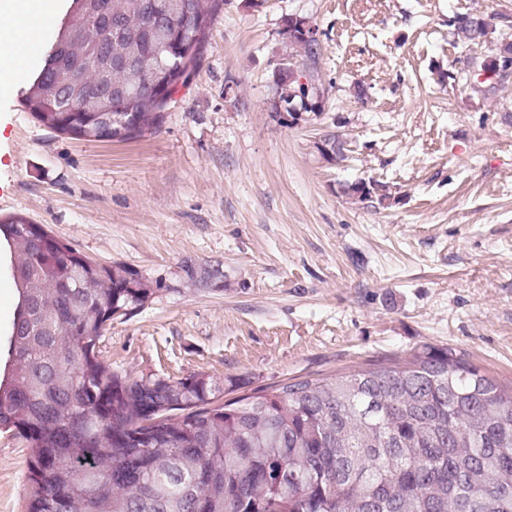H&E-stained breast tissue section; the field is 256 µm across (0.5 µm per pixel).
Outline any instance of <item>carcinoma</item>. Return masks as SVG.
I'll use <instances>...</instances> for the list:
<instances>
[{"label": "carcinoma", "instance_id": "carcinoma-1", "mask_svg": "<svg viewBox=\"0 0 512 512\" xmlns=\"http://www.w3.org/2000/svg\"><path fill=\"white\" fill-rule=\"evenodd\" d=\"M226 0H70L24 104L45 127L88 141L156 133L171 91L201 60ZM506 11L448 21L467 51L448 72L489 99L512 75ZM286 30L288 112L317 102L319 44ZM112 99H97L103 69ZM306 82H301V79ZM122 118L103 132L99 114ZM356 202L392 205L357 180ZM19 294L0 380V429L28 443L24 512H512V384L450 346L425 345L331 379L221 400L210 376L131 379L99 356L107 326L142 308L152 283L100 265L22 215L0 218Z\"/></svg>", "mask_w": 512, "mask_h": 512}]
</instances>
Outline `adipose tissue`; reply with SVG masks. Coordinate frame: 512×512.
<instances>
[{"label":"adipose tissue","instance_id":"adipose-tissue-1","mask_svg":"<svg viewBox=\"0 0 512 512\" xmlns=\"http://www.w3.org/2000/svg\"><path fill=\"white\" fill-rule=\"evenodd\" d=\"M59 7L60 0H0V46L17 48L29 44L37 36L30 18L52 20Z\"/></svg>","mask_w":512,"mask_h":512}]
</instances>
